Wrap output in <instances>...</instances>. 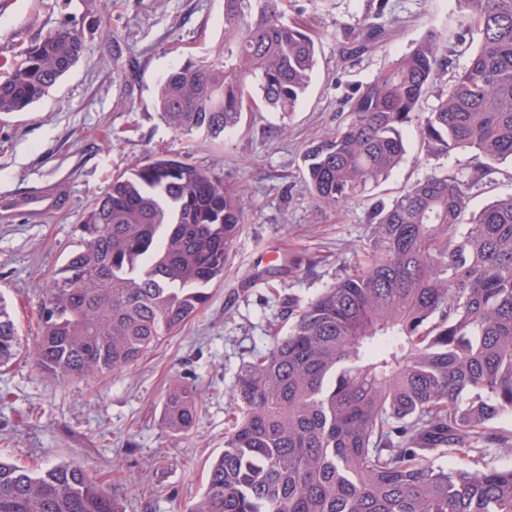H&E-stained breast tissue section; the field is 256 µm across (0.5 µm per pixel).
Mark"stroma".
<instances>
[{
    "label": "stroma",
    "instance_id": "35a3bbf8",
    "mask_svg": "<svg viewBox=\"0 0 512 512\" xmlns=\"http://www.w3.org/2000/svg\"><path fill=\"white\" fill-rule=\"evenodd\" d=\"M318 46L299 107L280 132L262 106L223 143L174 135L155 107L169 70L213 55L224 0H0V73L40 37L68 24L86 50L51 93L25 112L0 114V295L21 338L39 331L40 285L78 245L77 227L115 171L164 156L207 169L245 193L243 229L204 309L135 367L58 382L23 356L0 367V458L32 470L78 461L124 512H187L224 449L225 411L239 367L269 347V324L316 297L361 255L376 200H391L438 171L464 178L467 150L425 156L419 129L404 131L406 159L340 210L317 208L303 180L306 146L335 128L355 90L420 39L454 41L459 0H284ZM385 37L354 50L365 22ZM197 389L193 427L162 423L173 377Z\"/></svg>",
    "mask_w": 512,
    "mask_h": 512
}]
</instances>
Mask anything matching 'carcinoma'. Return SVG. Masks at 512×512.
<instances>
[{"mask_svg": "<svg viewBox=\"0 0 512 512\" xmlns=\"http://www.w3.org/2000/svg\"><path fill=\"white\" fill-rule=\"evenodd\" d=\"M477 42L433 108L448 66L427 37L358 88L336 129L310 143L305 182L338 209L385 181L417 124L429 156L463 149L467 180L433 171L377 204L362 259L242 364L226 410L224 450L189 512H512V194L477 212L472 190L512 161V0H459ZM224 41L159 83L155 105L176 135L222 142L246 102L285 120L316 64V42L282 0H224ZM62 26L0 77V114L25 112L78 62ZM244 222L240 193L210 171L164 157L115 175L78 225L80 246L41 289V334L22 347L0 299V367L23 353L66 382L127 370L178 332L224 278ZM164 424L189 431L196 393L179 377ZM448 454L453 469L436 464ZM0 512H122L86 467L32 472L0 460Z\"/></svg>", "mask_w": 512, "mask_h": 512, "instance_id": "cac0c4a2", "label": "carcinoma"}]
</instances>
